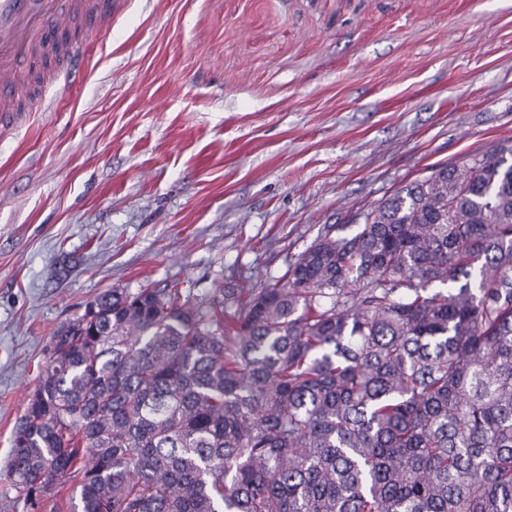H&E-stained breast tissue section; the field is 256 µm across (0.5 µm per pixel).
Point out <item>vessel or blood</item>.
<instances>
[{"label":"vessel or blood","instance_id":"1","mask_svg":"<svg viewBox=\"0 0 512 512\" xmlns=\"http://www.w3.org/2000/svg\"><path fill=\"white\" fill-rule=\"evenodd\" d=\"M89 8L88 0H0V123L12 121L6 109L17 85L18 63L44 50V25L72 24Z\"/></svg>","mask_w":512,"mask_h":512}]
</instances>
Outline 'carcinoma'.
<instances>
[{
    "mask_svg": "<svg viewBox=\"0 0 512 512\" xmlns=\"http://www.w3.org/2000/svg\"><path fill=\"white\" fill-rule=\"evenodd\" d=\"M9 477L32 507L75 479L72 512H512V142L280 282L97 295L52 337Z\"/></svg>",
    "mask_w": 512,
    "mask_h": 512,
    "instance_id": "cac0c4a2",
    "label": "carcinoma"
}]
</instances>
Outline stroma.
Masks as SVG:
<instances>
[{
	"instance_id": "stroma-1",
	"label": "stroma",
	"mask_w": 512,
	"mask_h": 512,
	"mask_svg": "<svg viewBox=\"0 0 512 512\" xmlns=\"http://www.w3.org/2000/svg\"><path fill=\"white\" fill-rule=\"evenodd\" d=\"M0 127V512L61 324L102 291L278 280L332 225L512 139V0H102Z\"/></svg>"
}]
</instances>
